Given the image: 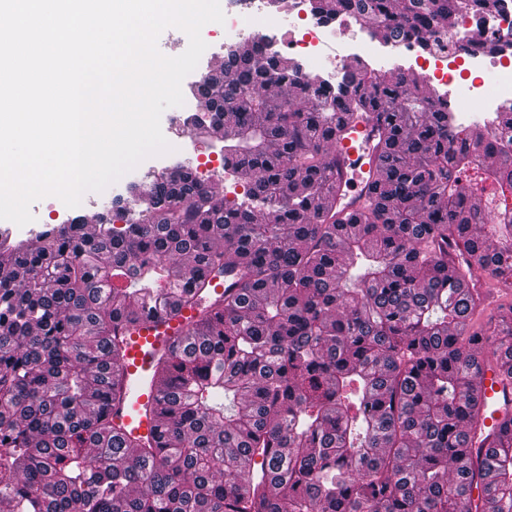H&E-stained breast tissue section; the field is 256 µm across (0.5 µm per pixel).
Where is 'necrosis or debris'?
I'll list each match as a JSON object with an SVG mask.
<instances>
[{
  "label": "necrosis or debris",
  "instance_id": "obj_1",
  "mask_svg": "<svg viewBox=\"0 0 512 512\" xmlns=\"http://www.w3.org/2000/svg\"><path fill=\"white\" fill-rule=\"evenodd\" d=\"M288 13L289 27L282 31L284 45L301 53L326 87H335L336 73L347 60L345 52L366 44L363 29L337 26L335 21L309 20L305 0H288L280 8L277 0H225L224 30L234 38L252 41L253 54L264 57L261 31L279 28L281 13ZM447 50H429L409 40L404 50L417 69L441 85L443 98H450L459 85L470 91L472 105L462 121L491 125L495 113L512 108V64L503 55L490 53L487 41L512 40V0H500L497 13L489 15L473 8L465 22L447 33Z\"/></svg>",
  "mask_w": 512,
  "mask_h": 512
}]
</instances>
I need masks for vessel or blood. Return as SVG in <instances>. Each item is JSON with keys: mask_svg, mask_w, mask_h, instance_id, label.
I'll return each instance as SVG.
<instances>
[{"mask_svg": "<svg viewBox=\"0 0 512 512\" xmlns=\"http://www.w3.org/2000/svg\"><path fill=\"white\" fill-rule=\"evenodd\" d=\"M385 130L375 113L353 112L337 131L331 146L336 162V191L321 202L324 211L352 220L367 205L378 176V157L385 146ZM199 317L197 309L178 305L119 326L116 338L123 363L118 395L109 405L116 430L143 444H155L158 433L159 366L173 346L187 337ZM471 392L490 409L486 426L494 433L512 434V377L503 370L479 365Z\"/></svg>", "mask_w": 512, "mask_h": 512, "instance_id": "1", "label": "vessel or blood"}]
</instances>
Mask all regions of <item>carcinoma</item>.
<instances>
[{
	"label": "carcinoma",
	"instance_id": "carcinoma-1",
	"mask_svg": "<svg viewBox=\"0 0 512 512\" xmlns=\"http://www.w3.org/2000/svg\"><path fill=\"white\" fill-rule=\"evenodd\" d=\"M397 47L448 29L471 0H309ZM183 126L224 136L231 201L183 165L128 192L138 210L76 216L34 238L0 229V504L7 512H512V438L465 448L479 418L471 349L495 338L512 376V307L484 310L482 276L512 274V112L473 137L416 76L359 57L329 96L275 52H227ZM388 132L374 200L338 223L329 150L343 115ZM122 225H116V222ZM464 247L448 253V240ZM239 292L160 366L157 445L112 432V327L197 304L202 273ZM260 460H255V456ZM272 475L278 492L262 481ZM483 486V497L469 495Z\"/></svg>",
	"mask_w": 512,
	"mask_h": 512
}]
</instances>
